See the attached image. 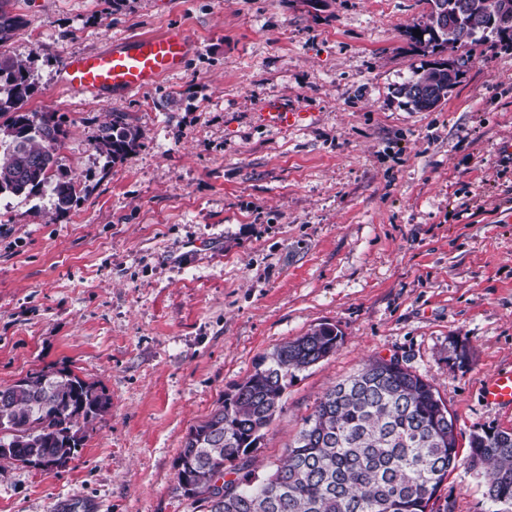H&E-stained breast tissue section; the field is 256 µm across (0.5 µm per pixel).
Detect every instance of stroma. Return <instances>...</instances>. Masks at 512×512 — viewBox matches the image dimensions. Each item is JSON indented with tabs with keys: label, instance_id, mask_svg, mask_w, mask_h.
<instances>
[{
	"label": "stroma",
	"instance_id": "obj_1",
	"mask_svg": "<svg viewBox=\"0 0 512 512\" xmlns=\"http://www.w3.org/2000/svg\"><path fill=\"white\" fill-rule=\"evenodd\" d=\"M27 108L61 115L70 212L0 195V385L69 370L108 407L64 467L0 474V512H196L175 462L189 429L284 342L327 324L336 353L297 373L251 458H281L324 393L371 358L428 378L470 434L512 428L482 386L512 369V44L411 36L425 0H7ZM183 26L197 49L152 89L61 88L66 55ZM450 59L435 109L398 94ZM302 112L284 128L261 105ZM122 112V161L96 152ZM473 352L448 360L450 339ZM491 512L462 466L436 494ZM138 138L137 129L126 122V114L116 112L109 123L100 126L92 146L97 152L116 162L123 159L137 145Z\"/></svg>",
	"mask_w": 512,
	"mask_h": 512
}]
</instances>
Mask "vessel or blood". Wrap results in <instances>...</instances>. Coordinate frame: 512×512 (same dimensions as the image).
I'll return each instance as SVG.
<instances>
[{
    "label": "vessel or blood",
    "mask_w": 512,
    "mask_h": 512,
    "mask_svg": "<svg viewBox=\"0 0 512 512\" xmlns=\"http://www.w3.org/2000/svg\"><path fill=\"white\" fill-rule=\"evenodd\" d=\"M192 50L191 41L179 28L159 35H141L109 50L67 57L57 82L69 91L93 96L141 92L185 67ZM264 110L269 121L281 126L293 125L298 117L293 108L278 101L267 102ZM483 397L487 402L511 407L512 371L488 378Z\"/></svg>",
    "instance_id": "vessel-or-blood-1"
}]
</instances>
